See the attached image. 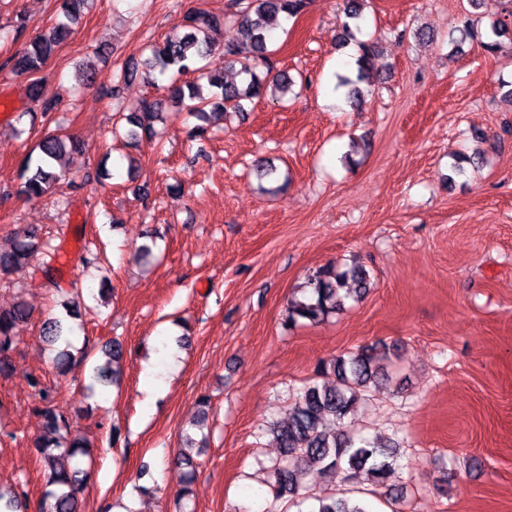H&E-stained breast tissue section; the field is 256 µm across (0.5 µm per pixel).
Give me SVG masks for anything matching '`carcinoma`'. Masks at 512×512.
I'll return each instance as SVG.
<instances>
[{
	"mask_svg": "<svg viewBox=\"0 0 512 512\" xmlns=\"http://www.w3.org/2000/svg\"><path fill=\"white\" fill-rule=\"evenodd\" d=\"M307 4L308 0H239L235 11L223 15L188 11L185 22L173 25L162 42L149 45V55L142 61V67L147 76L155 72L161 75L196 72L206 79L211 94H204L196 81L180 83L174 79L167 87L166 102L145 99L139 112L126 117L130 125L127 136L131 139L161 137L153 122L165 121L163 112L167 103L205 115L209 111L241 112L243 102L269 91L275 93L273 99L283 100L291 92L294 80L284 71L271 75V31L282 15L297 16ZM84 5L85 0H66L65 20L34 37L26 50L12 56L11 71L39 73L72 33L71 25L80 19ZM366 6L367 0H344L345 36L352 35V27L359 26ZM228 22L237 25L239 41L224 45L218 52L213 33ZM490 31L492 38L482 42V46L485 52L494 55L500 49V38L508 36L509 29L496 19L491 21ZM375 53L376 41L359 43L356 78L339 77L340 84L348 87L347 97L352 103L362 95L358 83L366 77ZM237 65L244 75L241 83L225 80L224 71ZM76 147L77 142L71 136L44 137L39 143L37 160L27 161L21 170L18 193L33 200L55 191L65 178L56 163L63 152ZM39 248L35 232L15 235L8 248L0 249V270H25ZM370 288V274L362 266H319L297 287V296L288 303L284 323L287 326L301 321L320 323L342 310L346 300L359 299ZM28 318L29 310L22 303L0 311V372L11 367L9 353L19 341V330ZM65 333L63 319L50 318L43 323L40 335L41 341L54 352L53 363L60 372L79 364ZM102 355L103 362L93 367L91 379L106 385L117 380V365L123 359L122 345L112 341L104 346ZM389 359L387 349L361 346L320 361L314 377L296 389L288 417L270 427L283 457L270 467L271 479L266 481L270 497L267 512H279L282 505L297 504L304 475L312 469L331 478L341 474L347 481L379 485L393 475L398 462L396 445L347 429V421L363 394L385 375ZM329 375L335 378L331 385L322 382ZM37 415L42 418V424L34 444L43 459L46 487L42 508L45 512H80V495L88 479L81 458L89 455L90 445L85 439L69 437V421L60 408L48 405L38 410ZM180 458L188 471L179 499L186 500L191 496L194 460L185 451L180 452ZM310 500L312 505L307 512H375L371 503L362 498L324 493Z\"/></svg>",
	"mask_w": 512,
	"mask_h": 512,
	"instance_id": "obj_1",
	"label": "carcinoma"
}]
</instances>
